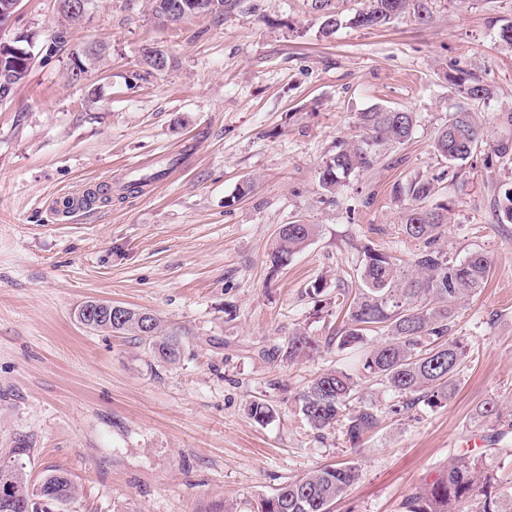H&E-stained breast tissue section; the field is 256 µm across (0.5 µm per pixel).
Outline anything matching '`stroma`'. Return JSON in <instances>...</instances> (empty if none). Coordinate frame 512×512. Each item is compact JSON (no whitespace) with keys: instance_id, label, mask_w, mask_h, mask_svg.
Instances as JSON below:
<instances>
[{"instance_id":"stroma-1","label":"stroma","mask_w":512,"mask_h":512,"mask_svg":"<svg viewBox=\"0 0 512 512\" xmlns=\"http://www.w3.org/2000/svg\"><path fill=\"white\" fill-rule=\"evenodd\" d=\"M431 6L427 25L408 13L325 38L304 0H244L222 25L167 28L147 0H94L70 27L59 0H23L0 39L39 47L64 27L72 47L107 48L81 82L67 55L35 57L0 98V456L29 437L30 481L61 469L79 489L66 512H255L280 485L340 460L360 476L332 512H403L451 460L483 452L485 406L512 413V224L494 212L512 165L486 167L480 153L454 179L433 149L463 104L461 70L494 90L472 107L488 147L512 140V46L498 38L512 0ZM148 45L176 65L134 80ZM375 106L415 112L410 139L325 195L319 165ZM155 171L160 180L126 192ZM416 177L436 179L433 200L448 205L449 252L483 248L492 276L460 309L455 333L470 352L447 406L387 414L353 447L310 429L296 399L324 370L354 371L356 356L266 352L299 329L329 335L362 243L411 260L393 187ZM293 222L318 232L272 268L278 231ZM90 299L181 330V361L80 325L74 310ZM258 398L274 421L249 417Z\"/></svg>"}]
</instances>
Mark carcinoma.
Here are the masks:
<instances>
[{"label":"carcinoma","instance_id":"obj_1","mask_svg":"<svg viewBox=\"0 0 512 512\" xmlns=\"http://www.w3.org/2000/svg\"><path fill=\"white\" fill-rule=\"evenodd\" d=\"M185 0H150L151 15L161 27L184 20L173 7ZM309 13L319 23L318 33L327 37L343 25L332 8V0H305ZM211 5L206 17L213 23L224 22V14L241 5L242 0H205ZM407 13L420 22H430L429 0H369L366 9L355 13L348 23L374 28ZM20 69L5 80L0 79V98L27 76L29 68L19 60ZM462 97L484 101L493 88L480 79L467 76L457 80ZM364 135L351 144H341L317 170L320 187L333 194L352 176L374 168L382 147L402 144L417 124V115L402 109L375 107L362 112L358 119ZM486 135L473 112L465 107L450 114L433 141L435 153L460 171L482 145ZM395 193L408 202L403 233L420 247L408 264L394 256L364 245L354 278L355 288H341L338 303L344 311L343 326L320 341L305 331H296L272 357L288 362L310 360L321 349L363 350L360 375L378 381L401 399L402 409L411 410L422 403L430 408L446 404L455 393L460 367L467 348L460 337L452 334L459 307L480 293L492 274L488 254L480 247L471 249L464 258L450 256L440 243L448 224V206L428 205L434 193L433 182L415 178L395 187ZM496 212L499 223H512V184L497 190ZM315 224H284L270 255L274 267L288 264L290 258L305 248L316 234ZM142 311L125 308V319L115 323L100 320L86 328L102 333H126L139 337L158 360L174 364L181 358V337L166 330L158 317L144 329ZM380 335L378 344L366 347L371 333ZM357 376L345 370H327L318 374L298 396L299 412L307 425L318 432L340 428L343 438L356 446L367 433L381 423L385 409L373 400L358 396ZM250 416L258 423L274 419L273 407L263 399L249 405ZM484 416L494 420L496 428L489 443L490 452L512 456V448L499 444L512 432V420L503 418L499 408H484ZM29 439L14 440L7 457L11 467L0 469V512H56L76 499L77 488L71 475L60 469L48 470L31 483L25 470L30 457ZM483 458L457 459L437 480L419 488L403 503L404 512H463L469 505L474 512H506L501 501L512 502V493L500 491L494 474L483 467ZM356 464L332 463L309 471L275 489L263 498L257 512H331V506L358 479Z\"/></svg>","mask_w":512,"mask_h":512}]
</instances>
